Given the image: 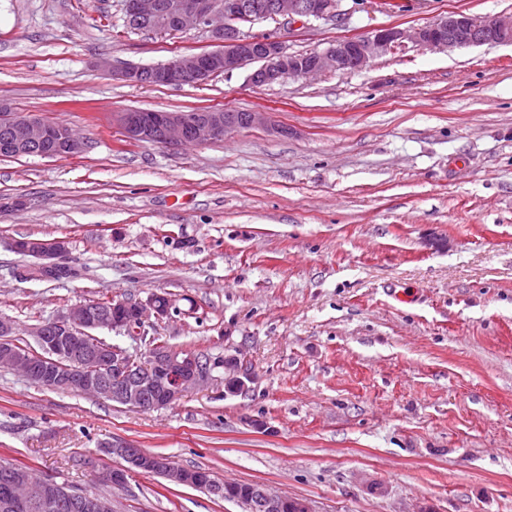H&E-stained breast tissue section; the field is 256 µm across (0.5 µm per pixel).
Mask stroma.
<instances>
[{"label": "stroma", "instance_id": "1", "mask_svg": "<svg viewBox=\"0 0 512 512\" xmlns=\"http://www.w3.org/2000/svg\"><path fill=\"white\" fill-rule=\"evenodd\" d=\"M377 0L337 25L257 33L290 51L512 0ZM127 33L121 0H0V103L67 124L75 157H0V316L28 329L97 298L170 293L149 336L217 368L174 405L128 409L0 367V458L111 497L114 512H243L211 491L109 478L125 441L315 512H512V45L425 51L261 87L247 70L135 86L97 67L208 50ZM265 112L205 145L129 142L130 108ZM68 243L77 278H24L20 237ZM266 430H258V423ZM213 367L224 368V391L226 394H243L248 389L251 377L243 370L241 359L237 354L225 353L224 357Z\"/></svg>", "mask_w": 512, "mask_h": 512}]
</instances>
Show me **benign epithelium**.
<instances>
[{
	"instance_id": "obj_1",
	"label": "benign epithelium",
	"mask_w": 512,
	"mask_h": 512,
	"mask_svg": "<svg viewBox=\"0 0 512 512\" xmlns=\"http://www.w3.org/2000/svg\"><path fill=\"white\" fill-rule=\"evenodd\" d=\"M344 0H272L259 9L248 0H179L168 11L161 0H127V8L150 24V32L166 35L195 29L207 35L216 46L210 55H179L166 64L116 67L103 60L96 67L128 84L158 87L178 81L200 85L223 70L228 74L255 64L249 81L256 86L280 83L289 76L308 77L326 71H359L371 60L411 42L425 50H453L486 43H512V13L476 17L450 11L433 22L410 28L383 26L371 32L338 39L321 51L300 57L288 51L281 38L252 34L244 27L266 20L294 28L310 21L338 23L347 15ZM9 132L0 139V154L14 158L36 155L52 158L55 147L64 146L66 156H79L87 150V140L70 129H58L34 114L1 113ZM125 138L165 146L185 143L207 144L229 131L267 127L265 112L228 109L198 111H146L128 109L117 115ZM11 248L38 260L37 269H61L58 262L66 252L63 239H15ZM177 299L169 294L152 295L145 301L114 299L101 307L84 301L54 318L31 328L30 335L42 349L39 360L20 355L10 344L13 322L0 316V363L11 367L41 386L63 387L79 394H92L131 409L146 410L170 406L189 390L204 386L211 366L224 368V391L243 394L251 377L243 370L238 355L227 353L212 364L192 351L175 350L164 344L149 348L145 359L134 362L128 351L94 337L93 331L110 328L136 339L145 333L150 319L159 320L177 310ZM107 452L123 458L128 467L114 470L112 483L127 484L134 474L161 471L165 479L179 485L197 486L199 474L179 466L172 459L150 454L123 442H114ZM0 482L9 490L3 507L20 509L34 506L40 512H113L112 499L87 491H71L64 484L40 475L0 466ZM249 492L260 512H314L306 500L271 493L262 485Z\"/></svg>"
}]
</instances>
